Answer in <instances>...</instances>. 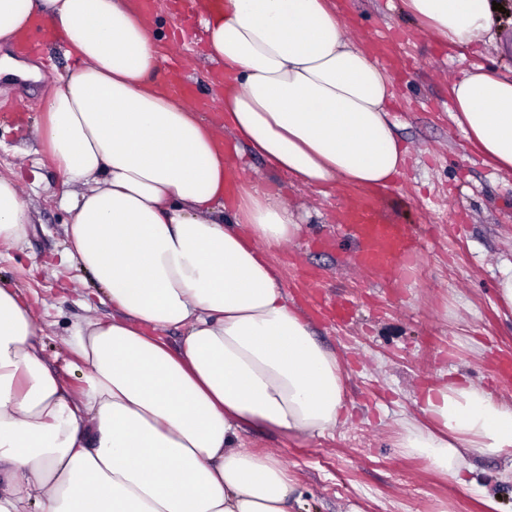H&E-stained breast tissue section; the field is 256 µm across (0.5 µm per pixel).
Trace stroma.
I'll return each mask as SVG.
<instances>
[{"label":"stroma","mask_w":512,"mask_h":512,"mask_svg":"<svg viewBox=\"0 0 512 512\" xmlns=\"http://www.w3.org/2000/svg\"><path fill=\"white\" fill-rule=\"evenodd\" d=\"M337 12L363 46L393 30L406 36L396 51L410 63L394 70L391 120L413 152L387 209L410 227L431 224L437 232L403 288L369 284L353 268L354 241L337 224L340 204L360 187L310 189L244 156L246 173L261 172L271 190L309 210L297 242L272 256L291 296L302 297L293 282L301 266L326 295L354 297L358 305L340 323L309 317L317 341L336 352L347 374V425L311 439L256 429L243 436L254 450L280 453L295 480L292 512H438L442 504L447 512H512V479L503 477L512 463L507 457L473 453L471 480L461 484L399 448L397 427L403 415L417 414L416 396L454 369L512 403V377L499 373L512 362V318L497 308L494 263L495 256H512V175L496 173L467 143L452 118L447 80L477 65L512 72V16L496 21L495 42L461 50L421 32L399 0H342ZM188 27L185 77L195 96L206 99L222 67L204 59L198 23ZM26 61L39 66L41 79L0 77V176L16 179L29 205L24 247H0V280L18 288L47 363L75 387L81 374L66 340L84 304H95L105 320L112 306L100 303L103 291L90 273L58 263L71 213L56 166L40 151L37 122L47 94L44 75L68 65L64 46L45 43Z\"/></svg>","instance_id":"stroma-1"}]
</instances>
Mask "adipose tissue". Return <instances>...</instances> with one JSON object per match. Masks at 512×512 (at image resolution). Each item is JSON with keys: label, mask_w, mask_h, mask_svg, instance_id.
<instances>
[{"label": "adipose tissue", "mask_w": 512, "mask_h": 512, "mask_svg": "<svg viewBox=\"0 0 512 512\" xmlns=\"http://www.w3.org/2000/svg\"><path fill=\"white\" fill-rule=\"evenodd\" d=\"M492 2L401 9L469 49L492 40ZM42 21L72 61L52 76L40 124L72 214L62 259L114 314L77 323L71 390L0 285V512H289L292 475L240 431L336 432L345 375L270 259L299 238L297 206L243 174L224 141L311 188L389 186L411 154L392 129V75L332 0H217L199 16L204 56L224 68L213 123L157 82V32L129 0H0V42ZM451 90L470 146L511 175L512 75L476 66ZM28 222L18 183L0 177V245L21 246ZM416 406L398 421L400 447L459 482L472 453L512 458V403L466 376Z\"/></svg>", "instance_id": "1"}]
</instances>
